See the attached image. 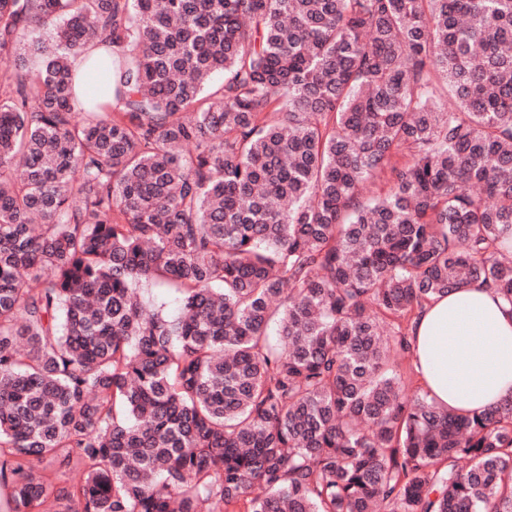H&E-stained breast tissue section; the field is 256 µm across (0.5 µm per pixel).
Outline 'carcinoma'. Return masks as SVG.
<instances>
[{
	"instance_id": "1",
	"label": "carcinoma",
	"mask_w": 512,
	"mask_h": 512,
	"mask_svg": "<svg viewBox=\"0 0 512 512\" xmlns=\"http://www.w3.org/2000/svg\"><path fill=\"white\" fill-rule=\"evenodd\" d=\"M479 281L512 305V0H0L6 512H512V398L403 374ZM99 55L100 51L96 46L92 44L86 46L81 53L71 57L70 65L72 70H74L76 75H80L88 81L96 82L98 76L91 73L90 67L92 60ZM141 291L146 300L157 305L162 304L167 314L176 316L180 313L181 302L175 288L161 283H149L145 284Z\"/></svg>"
}]
</instances>
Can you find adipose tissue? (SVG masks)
<instances>
[{"label":"adipose tissue","mask_w":512,"mask_h":512,"mask_svg":"<svg viewBox=\"0 0 512 512\" xmlns=\"http://www.w3.org/2000/svg\"><path fill=\"white\" fill-rule=\"evenodd\" d=\"M418 378L431 398L458 412L512 397V306L480 283L427 304L410 329Z\"/></svg>","instance_id":"obj_1"}]
</instances>
